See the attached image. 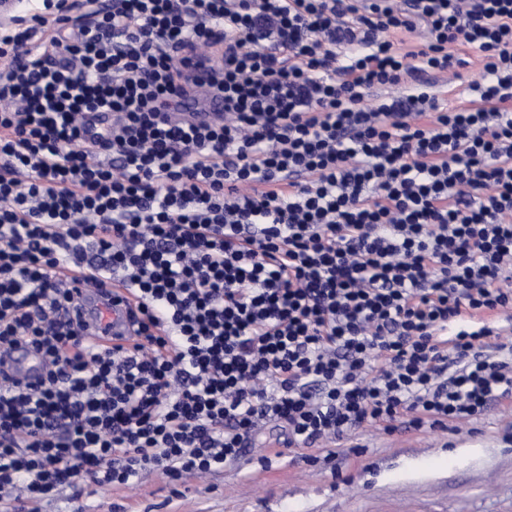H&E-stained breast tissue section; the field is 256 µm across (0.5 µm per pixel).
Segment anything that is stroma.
I'll use <instances>...</instances> for the list:
<instances>
[{"label":"stroma","mask_w":512,"mask_h":512,"mask_svg":"<svg viewBox=\"0 0 512 512\" xmlns=\"http://www.w3.org/2000/svg\"><path fill=\"white\" fill-rule=\"evenodd\" d=\"M339 454L244 465L199 482L153 472L135 489H103L85 512H512V398L447 432L369 428Z\"/></svg>","instance_id":"35a3bbf8"}]
</instances>
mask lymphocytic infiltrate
<instances>
[{"mask_svg": "<svg viewBox=\"0 0 512 512\" xmlns=\"http://www.w3.org/2000/svg\"><path fill=\"white\" fill-rule=\"evenodd\" d=\"M86 4L0 33V352L43 364L0 380L1 503L512 397V0ZM197 87L222 117L176 119ZM69 268L133 291L132 345ZM11 359L18 369L17 379L34 381L39 377L41 363L39 357L34 352L18 349L11 354Z\"/></svg>", "mask_w": 512, "mask_h": 512, "instance_id": "lymphocytic-infiltrate-1", "label": "lymphocytic infiltrate"}]
</instances>
